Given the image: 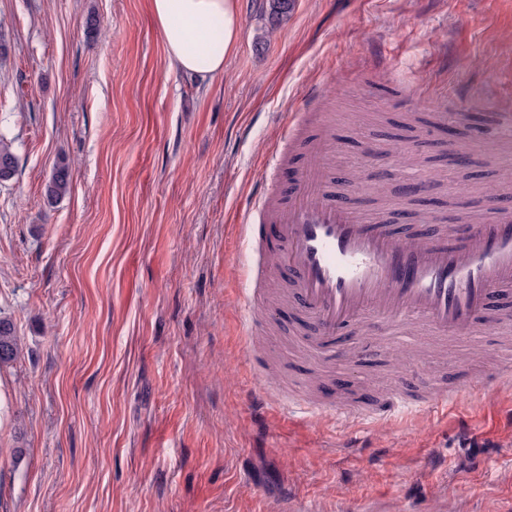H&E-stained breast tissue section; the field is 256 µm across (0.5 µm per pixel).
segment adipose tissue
<instances>
[{
  "label": "adipose tissue",
  "mask_w": 512,
  "mask_h": 512,
  "mask_svg": "<svg viewBox=\"0 0 512 512\" xmlns=\"http://www.w3.org/2000/svg\"><path fill=\"white\" fill-rule=\"evenodd\" d=\"M152 9L170 67L202 80L223 72L239 37L237 0H152Z\"/></svg>",
  "instance_id": "ef3b65f1"
}]
</instances>
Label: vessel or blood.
Wrapping results in <instances>:
<instances>
[{
  "label": "vessel or blood",
  "instance_id": "b4317fda",
  "mask_svg": "<svg viewBox=\"0 0 512 512\" xmlns=\"http://www.w3.org/2000/svg\"><path fill=\"white\" fill-rule=\"evenodd\" d=\"M332 126L331 115H324L321 131L310 140L306 161L284 196L266 188L244 211L252 249L264 247L255 217L277 229L278 245L267 267L288 273L287 287L309 326L295 344L311 356L332 360L338 332L366 316L379 323L391 342L408 340L417 322L470 334L486 317L489 286H512V209L486 197L484 224H440L427 245L404 246L387 226L362 217L353 202L337 200L328 162ZM247 299L246 334L254 337L261 333L267 309L256 291H249ZM493 328L503 343L496 364L481 378L466 374L453 386L416 394L392 387L370 409L350 396L320 401L296 379L291 392L269 395L261 404L306 417L330 414L362 423L391 421L416 409L445 415L462 397L495 383H512V342L506 340L512 335V317H496Z\"/></svg>",
  "mask_w": 512,
  "mask_h": 512
}]
</instances>
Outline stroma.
<instances>
[{
  "instance_id": "stroma-1",
  "label": "stroma",
  "mask_w": 512,
  "mask_h": 512,
  "mask_svg": "<svg viewBox=\"0 0 512 512\" xmlns=\"http://www.w3.org/2000/svg\"><path fill=\"white\" fill-rule=\"evenodd\" d=\"M223 73L169 67L151 0H0V315L23 340L0 369V512H512V388L368 430L258 408L288 376L364 404L442 364L473 368L487 329L385 348L372 320L355 362L328 370L272 306L245 350L256 256L242 208L289 169V116L311 93L334 114L337 192L398 211L405 242L489 193L512 207V0H237ZM98 29L86 27L89 15ZM447 113L471 162L455 164ZM289 148V147H288ZM71 191L48 204L59 162Z\"/></svg>"
}]
</instances>
